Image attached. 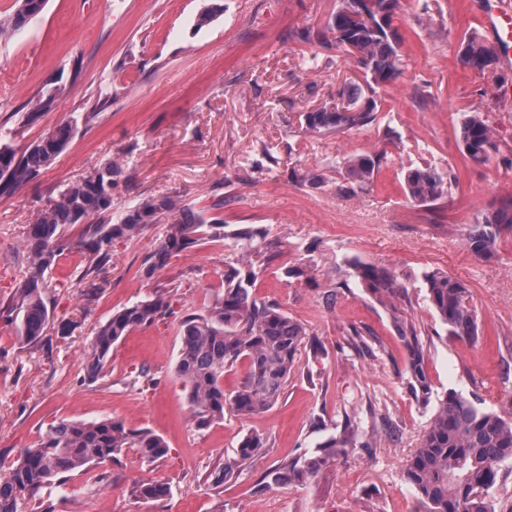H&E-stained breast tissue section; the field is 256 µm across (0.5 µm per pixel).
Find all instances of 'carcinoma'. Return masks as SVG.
I'll return each mask as SVG.
<instances>
[{
    "label": "carcinoma",
    "instance_id": "obj_1",
    "mask_svg": "<svg viewBox=\"0 0 512 512\" xmlns=\"http://www.w3.org/2000/svg\"><path fill=\"white\" fill-rule=\"evenodd\" d=\"M47 0H15L13 13L0 19V34L19 31L45 8ZM401 0H336L325 29L300 33L303 42L322 48L336 47L363 72L364 82L350 80L340 91L341 101L325 103L300 115L303 133L338 134L376 122V89L395 81L404 67L403 40L395 25ZM460 61L463 67L484 71L497 63L492 47L472 34L463 40ZM73 136L70 125L60 126L37 144L19 153L9 143H0V195L40 174L68 146ZM463 155L484 163L498 152L495 130L480 112H465L459 126ZM381 151L349 154L336 162L344 170L345 184L340 189L353 192L369 186L387 164ZM117 170L108 165L70 184L60 198L29 225L27 257L23 278L6 309L7 317L20 316L18 331L29 344L42 341L51 324L44 294L47 272L62 250L61 237L73 224H86L80 240L87 266L83 277L91 280L92 290L102 263L118 240L137 237L160 217L179 213L167 225L164 238L144 259L145 275L167 266L171 259L202 242L215 243L237 253L235 262L224 269V285L202 313L180 318V344L175 374L187 390V399L197 429L204 430L224 418L230 409L250 416L277 404L284 393L288 376L297 357L307 348L314 355L323 346L311 340L305 328L270 300L252 296L261 266L254 256L271 250L265 244L267 232L261 227L230 229L216 216L206 218L194 208L167 195L150 196L129 210L116 213L112 207V185ZM456 183L450 170L431 165L410 167L404 176V192L418 205L433 206L448 196ZM512 233V196L493 202L488 210L468 225L466 249L484 260L498 253L505 233ZM265 248H260V244ZM421 287L448 334L465 341L479 337L478 315L471 305L467 285L438 269L424 270ZM357 284L388 311L392 327L405 349L407 389L418 402L426 404L431 383L426 370L427 345L421 333L397 303L407 298V287L392 271L354 257L344 263L336 281L324 291L326 307L335 306L340 290ZM175 314L170 296L161 293L137 301L112 314L94 337L83 357L84 369L91 378L104 369L112 346L127 333L146 327L160 318ZM373 333L353 327L347 347L358 356H376L369 342ZM247 362L243 381L226 392L224 372L238 361ZM371 427L364 426L359 414H345L339 435L319 444L317 450L287 457L266 477L302 482L316 476L340 457L360 448L372 453L381 437L392 434L387 413L370 409ZM265 447L259 434L243 436L234 456L215 473L218 482L239 474L243 464ZM124 448H136L148 459L167 454L165 440L150 430H128L120 421L102 418L93 421L61 419L49 425L41 444L29 448L8 476L0 477V512H22V508L46 486L63 481L64 475L91 464L114 459ZM512 464V418L478 406L477 400L450 389L438 400L418 448L407 459L403 476L414 490L422 512H496L489 490L503 477L502 466ZM131 492L142 498L166 495L157 483L133 484Z\"/></svg>",
    "mask_w": 512,
    "mask_h": 512
}]
</instances>
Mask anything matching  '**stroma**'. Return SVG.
<instances>
[{
  "label": "stroma",
  "mask_w": 512,
  "mask_h": 512,
  "mask_svg": "<svg viewBox=\"0 0 512 512\" xmlns=\"http://www.w3.org/2000/svg\"><path fill=\"white\" fill-rule=\"evenodd\" d=\"M480 0H402L396 25L407 66L375 94V123L344 133L301 136L299 115L336 100L346 78H359L336 50L311 47L298 34L325 25L336 0H222L210 24L197 18L210 0H48L23 29L0 37V140L24 150L68 124L67 149L33 180L0 196V307L22 277L28 224L60 192L92 169L117 166L116 210L150 195L168 194L231 227L268 232L274 258L254 294L277 302L325 352H301L280 401L250 417L225 411L197 430L186 392L174 374L178 315L205 310L222 287L232 254L211 243L173 258L153 275L142 263L162 240L164 224L112 248L90 293L77 224L47 273L54 322L41 343H23L0 319V477L25 450L38 447L49 424L66 418L109 417L131 430L163 437L156 460L126 448L104 465L66 474L41 490L26 512H416L403 466L432 413L407 392L405 350L386 309L363 289L350 288L334 309L323 305L327 285L348 257L394 271L409 296L401 303L427 344L432 398L448 389L477 396L483 408L512 416V234L499 253L481 260L463 239L469 224L498 198L512 196V63L485 72L462 67L458 52L469 34L487 37ZM59 90L54 108L37 100ZM479 111L497 131L499 151L475 163L456 139L463 113ZM34 118L22 122L21 117ZM399 141L389 143L385 127ZM274 160L264 162L263 149ZM386 151L393 162L364 190L342 192L337 158ZM263 169H254L256 161ZM435 165L457 185L434 208L414 206L403 171ZM315 172L314 189L291 170ZM221 210H213L216 200ZM299 266L303 276L288 278ZM438 268L467 284L482 337L449 336L418 278ZM175 287V316L129 332L112 348L102 373L87 378L82 352L113 312ZM66 333H58V325ZM369 328L384 350L377 359L345 349L351 327ZM385 404L397 435L373 455L354 451L306 483L266 484L284 457L313 451L339 434L345 411ZM267 446L237 478L214 476L248 432ZM164 485L166 496L131 495L133 483Z\"/></svg>",
  "instance_id": "obj_1"
}]
</instances>
